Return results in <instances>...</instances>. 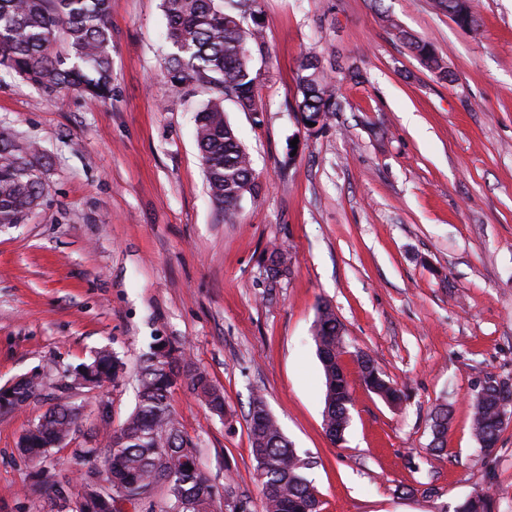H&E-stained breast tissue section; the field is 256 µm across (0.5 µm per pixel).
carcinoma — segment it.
Returning <instances> with one entry per match:
<instances>
[{"label":"carcinoma","mask_w":512,"mask_h":512,"mask_svg":"<svg viewBox=\"0 0 512 512\" xmlns=\"http://www.w3.org/2000/svg\"><path fill=\"white\" fill-rule=\"evenodd\" d=\"M167 40L174 52L167 71L179 89L199 86L211 97L195 115V137L204 164L208 192L224 219L235 217L244 197L260 191L252 160L239 133L224 116V100H232L243 112L262 111L255 98L259 73L254 70L253 50L264 46L262 30L246 27L247 18L259 9V0H163ZM456 23L467 27L474 21L471 0H454ZM111 0H0V69L35 85L47 96L69 89L90 96L112 97ZM428 65L448 77L434 49L408 32L399 31ZM296 102L299 111L318 124L336 111L334 91L320 57H303L297 75ZM39 156L0 127V224H22L40 206L44 184L37 173ZM317 353L326 385L323 420L340 432L349 426L351 395L338 361L345 353L342 325L333 309H317L313 324ZM360 369L364 384L392 402L403 390L366 358ZM119 358L107 351L63 375L64 383L87 389L119 377ZM188 383L210 409L224 413V397L207 374L190 368L184 354L172 347L156 349L142 362L138 376L137 403L116 429L105 422L98 428L106 447L75 449L81 460H98L104 468L110 491L136 506L154 489L165 484L169 505L166 512H210L214 492L204 477L194 444L179 427L168 403L171 389ZM502 397L493 387L475 398L472 429L476 440L497 444ZM251 450L257 462L264 512H320L319 492L305 474L307 463L297 454L277 420L265 410L263 398L250 403ZM82 406L59 404L47 410L22 436L21 449L41 456L75 438ZM77 497L86 501L87 512H106L97 490L84 483ZM465 512H493L492 498L482 492L462 501Z\"/></svg>","instance_id":"cac0c4a2"}]
</instances>
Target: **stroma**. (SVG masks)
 Listing matches in <instances>:
<instances>
[{"mask_svg": "<svg viewBox=\"0 0 512 512\" xmlns=\"http://www.w3.org/2000/svg\"><path fill=\"white\" fill-rule=\"evenodd\" d=\"M477 32L438 0H260L261 118L225 101L261 191L236 222L212 201L194 138L207 95L175 89L164 69L162 0H112V97H47L0 73V124L45 158L42 205L0 224V386L40 388L0 411V512H70L57 487L87 476L73 451L102 445L101 410L120 425L154 340L184 349L224 394L215 415L187 386L169 405L225 512L224 492L263 512L249 440L261 396L312 466L322 512H454L486 491L512 512V423L478 452L472 402L487 378H512V0H473ZM429 42L447 77L397 36ZM317 53L339 102L307 127L295 77ZM359 70L361 79L349 77ZM288 249L272 281L263 258ZM332 306L350 352L344 441L327 437L325 379L312 337ZM108 349L117 383L80 393L65 370ZM368 354L405 391L389 407L363 383ZM75 402L82 427L39 463L21 435ZM451 418L432 454L430 417Z\"/></svg>", "mask_w": 512, "mask_h": 512, "instance_id": "35a3bbf8", "label": "stroma"}]
</instances>
